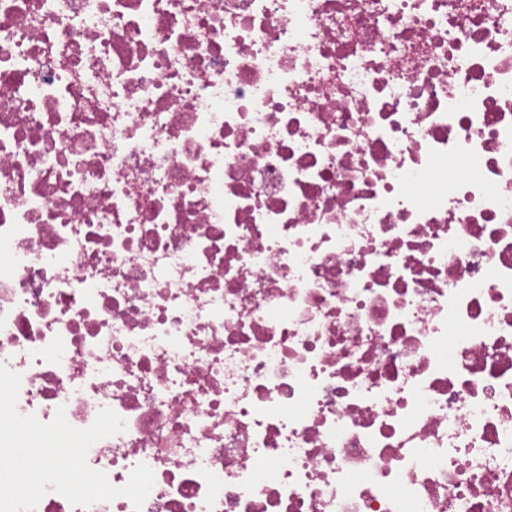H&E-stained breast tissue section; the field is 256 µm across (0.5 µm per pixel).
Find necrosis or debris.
<instances>
[{
    "label": "necrosis or debris",
    "instance_id": "4bbe7bcc",
    "mask_svg": "<svg viewBox=\"0 0 512 512\" xmlns=\"http://www.w3.org/2000/svg\"><path fill=\"white\" fill-rule=\"evenodd\" d=\"M0 363L34 512H512V0H0Z\"/></svg>",
    "mask_w": 512,
    "mask_h": 512
}]
</instances>
